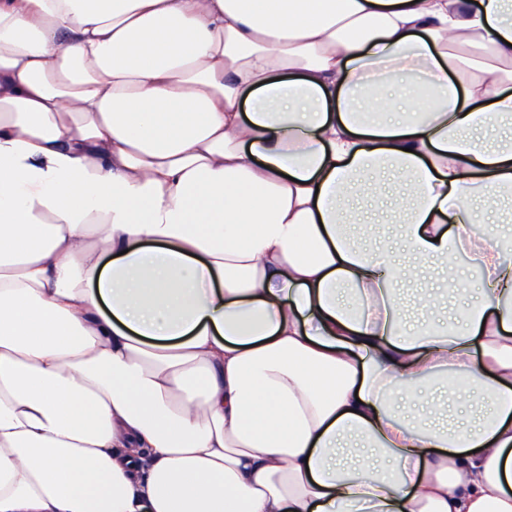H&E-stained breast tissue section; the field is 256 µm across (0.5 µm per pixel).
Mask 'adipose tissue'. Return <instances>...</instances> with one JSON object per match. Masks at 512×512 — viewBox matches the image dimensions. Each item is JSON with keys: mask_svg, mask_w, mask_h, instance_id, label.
<instances>
[{"mask_svg": "<svg viewBox=\"0 0 512 512\" xmlns=\"http://www.w3.org/2000/svg\"><path fill=\"white\" fill-rule=\"evenodd\" d=\"M507 194L512 0H0V512H512ZM387 198L382 200H367L361 199L357 203H355V212L358 214L361 222L359 224L352 225H360V224H377L380 225L382 230H386L388 234H390L391 227L383 223L384 215L390 209ZM461 269L464 271L463 284L460 288H465L457 296H446L444 292L443 303L435 312V318L448 321L458 315L459 310L467 304L472 303L480 297L481 284L478 274L472 264L467 260L465 263L460 264ZM439 284L436 282L434 274L426 270L419 278L403 286L400 290V300L405 313L410 321L416 319L419 311L416 308V297L424 290L437 289Z\"/></svg>", "mask_w": 512, "mask_h": 512, "instance_id": "obj_1", "label": "adipose tissue"}]
</instances>
